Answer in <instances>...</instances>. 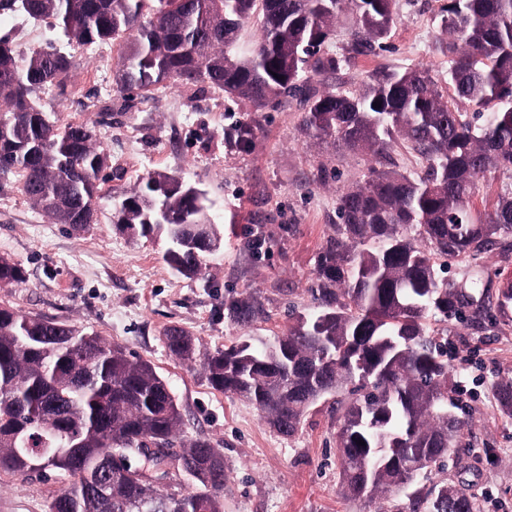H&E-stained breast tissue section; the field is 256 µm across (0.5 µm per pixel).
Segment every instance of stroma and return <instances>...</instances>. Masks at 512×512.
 Here are the masks:
<instances>
[{"instance_id": "1", "label": "stroma", "mask_w": 512, "mask_h": 512, "mask_svg": "<svg viewBox=\"0 0 512 512\" xmlns=\"http://www.w3.org/2000/svg\"><path fill=\"white\" fill-rule=\"evenodd\" d=\"M445 0H401L390 37L374 55L361 57L327 86L357 89L379 69L420 66L443 80L448 63L434 50L443 33ZM122 42L76 48L65 94L42 98L58 125L96 127L117 171L101 184L91 224H55L34 208L18 184L0 188V255L27 271L25 284L0 288V302L97 332L150 361L170 383L186 421L185 435L217 443L224 453V512H389L406 508L408 494L383 500L346 499L336 458L332 399L312 406L297 434L274 431L252 404L210 387L199 365L215 350L253 338L274 342L288 331L289 309L310 304L318 254L332 232L339 194L363 180L369 155H339L300 130L303 109L290 104L260 112L224 95L168 80L148 92L122 95L116 74ZM253 127L247 148L229 147L236 124ZM153 172L182 175L205 190L221 235L204 276L173 271L162 255V236L130 237L112 222V198L136 188ZM263 234L260 254L249 241ZM512 273V256L493 252L452 258L448 274L478 272L496 281ZM260 302L262 318L236 324L226 302ZM180 326L196 336L194 361L177 362L162 332ZM454 346L449 366L457 374L458 404L469 426L433 481L467 484L481 512H512V418L500 413L491 386L512 378V321L488 315L480 329L448 324ZM58 480L25 481L0 473V512H45Z\"/></svg>"}]
</instances>
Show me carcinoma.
I'll list each match as a JSON object with an SVG mask.
<instances>
[{
	"instance_id": "1",
	"label": "carcinoma",
	"mask_w": 512,
	"mask_h": 512,
	"mask_svg": "<svg viewBox=\"0 0 512 512\" xmlns=\"http://www.w3.org/2000/svg\"><path fill=\"white\" fill-rule=\"evenodd\" d=\"M398 8L399 0H0V28L31 20L52 31L26 53L0 35V184H19L55 224L93 223L99 186L113 176L99 135L84 124L57 126L40 100L52 87L64 90L71 47L119 38L122 91L172 79L257 112L292 100L304 109L301 132L313 139L377 159L406 144L425 161L423 173L372 167L339 196L311 311L291 313L288 333L274 343L219 349L202 369L212 389L252 403L286 436L313 404L334 398L345 495L372 499L406 486L412 512H480L468 488L448 480L420 486L418 478L443 466L469 424L448 408L456 391L448 321L476 323L491 308L512 320L511 272L494 286L450 279L441 262L512 252V187L489 213L471 207L486 173H512V0L442 6L448 39L436 49L448 58L449 94L419 67L384 69L357 91L312 83L372 54ZM346 14L351 41L331 54L327 44ZM254 22L256 40L247 33ZM186 221H211L209 199L178 175L150 174L112 201V223L132 236L171 241L186 234ZM208 256L168 248L163 260L190 277L203 273ZM25 282V268L0 256V288ZM227 311L247 323L260 308L243 298ZM163 341L176 359H194L189 332L169 326ZM492 392L512 418V378ZM184 426L171 385L149 361L83 327L0 304V472L56 475L62 487L46 512H224V455L206 439L184 445ZM151 445L182 448L169 465L195 491L158 484L138 462L99 485L112 449ZM39 457L50 465L35 466Z\"/></svg>"
}]
</instances>
